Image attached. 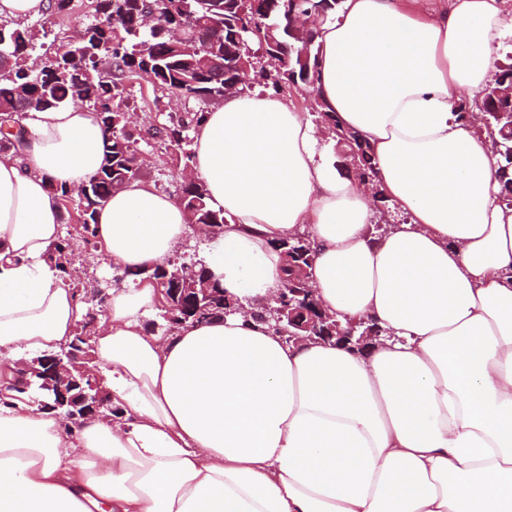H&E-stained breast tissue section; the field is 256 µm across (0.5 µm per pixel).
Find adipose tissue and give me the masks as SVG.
I'll return each instance as SVG.
<instances>
[{
	"mask_svg": "<svg viewBox=\"0 0 512 512\" xmlns=\"http://www.w3.org/2000/svg\"><path fill=\"white\" fill-rule=\"evenodd\" d=\"M512 14L498 0H341L318 27V96L366 141L406 220L368 232L367 190L335 140L272 90L226 97L193 133L192 175L224 213L204 264L242 312L161 335L149 279L113 287L94 334L112 415L70 431L15 390L21 359L56 352L84 317L48 257L53 186L100 167L104 130L79 106L29 113L0 153V512H512V208L492 139L461 117L495 76ZM93 230L113 266L166 263L194 235L139 179ZM304 235L310 280L365 350L283 343L273 304Z\"/></svg>",
	"mask_w": 512,
	"mask_h": 512,
	"instance_id": "obj_1",
	"label": "adipose tissue"
}]
</instances>
